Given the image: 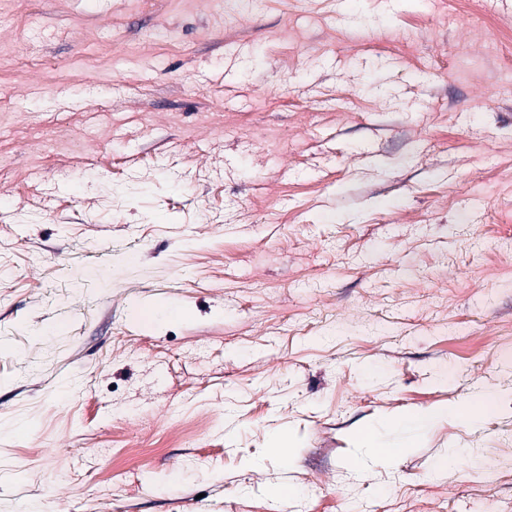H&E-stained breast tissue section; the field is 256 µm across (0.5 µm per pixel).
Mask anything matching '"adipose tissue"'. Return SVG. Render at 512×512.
<instances>
[{"label": "adipose tissue", "instance_id": "ef3b65f1", "mask_svg": "<svg viewBox=\"0 0 512 512\" xmlns=\"http://www.w3.org/2000/svg\"><path fill=\"white\" fill-rule=\"evenodd\" d=\"M486 402L468 403L465 405L448 406L426 412L410 413L400 417L396 425L406 434L404 440L396 447L385 448L379 445L374 429L364 433V444L372 456L381 460H391L414 447L416 441L436 422L443 419H453L461 424L469 425L480 420L486 412Z\"/></svg>", "mask_w": 512, "mask_h": 512}]
</instances>
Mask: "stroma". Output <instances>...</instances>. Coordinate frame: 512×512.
I'll list each match as a JSON object with an SVG mask.
<instances>
[{
  "label": "stroma",
  "mask_w": 512,
  "mask_h": 512,
  "mask_svg": "<svg viewBox=\"0 0 512 512\" xmlns=\"http://www.w3.org/2000/svg\"><path fill=\"white\" fill-rule=\"evenodd\" d=\"M511 72L512 0H0V512H512ZM489 399L478 403L465 405L448 406L445 408L406 414L396 421V426L407 434V438L398 442L395 448H384L378 444L373 428L364 432L366 450L372 456L380 460H392L404 453L408 448H413L415 442L431 428L436 422L442 419H453L461 424L469 425L480 420L489 405Z\"/></svg>",
  "instance_id": "obj_1"
}]
</instances>
